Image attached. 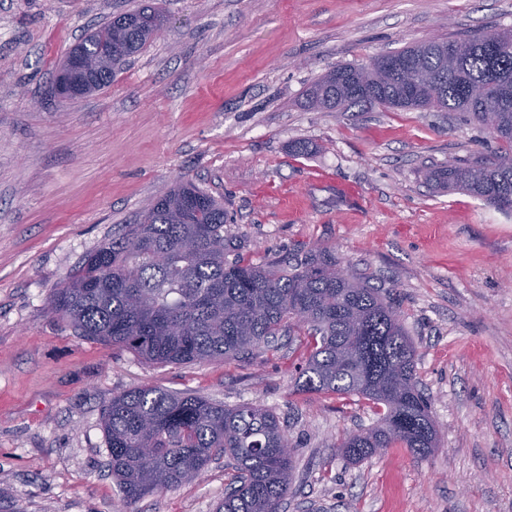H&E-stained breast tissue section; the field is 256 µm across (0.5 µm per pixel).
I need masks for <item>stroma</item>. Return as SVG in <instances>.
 I'll return each instance as SVG.
<instances>
[{
  "mask_svg": "<svg viewBox=\"0 0 512 512\" xmlns=\"http://www.w3.org/2000/svg\"><path fill=\"white\" fill-rule=\"evenodd\" d=\"M145 5L166 23L111 85L51 95L74 44ZM508 27L512 0H0V512H126L101 417L144 387L273 411L295 461L281 512H512V214L424 182L500 143L454 112L303 104L331 67ZM186 180L223 200L253 263L326 247L386 290L418 349L431 454L347 461L341 439L381 410L297 392V337L159 364L49 310L86 254ZM227 484L214 463L135 510L215 512Z\"/></svg>",
  "mask_w": 512,
  "mask_h": 512,
  "instance_id": "35a3bbf8",
  "label": "stroma"
}]
</instances>
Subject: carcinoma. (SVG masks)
Here are the masks:
<instances>
[{
    "label": "carcinoma",
    "instance_id": "carcinoma-1",
    "mask_svg": "<svg viewBox=\"0 0 512 512\" xmlns=\"http://www.w3.org/2000/svg\"><path fill=\"white\" fill-rule=\"evenodd\" d=\"M148 7L112 17L70 55L109 63L84 94L112 83L115 69L162 28ZM330 112L375 105L458 112L507 145L493 160L473 156L428 173L512 212V30L411 43L365 66L327 71L304 93ZM224 204L188 182L170 188L137 224L87 254L47 304L81 336L161 364L223 360L268 347L287 333L313 339L296 378L302 393L351 395L383 408L378 423L340 443L351 462L399 446L425 456L437 445L419 388L417 348L379 288L336 277V253L312 248L288 269L240 258L224 235ZM112 477L131 506L177 487L223 459L233 468L216 512H280L294 470L278 416L261 405L227 407L145 387L104 409Z\"/></svg>",
    "mask_w": 512,
    "mask_h": 512
}]
</instances>
